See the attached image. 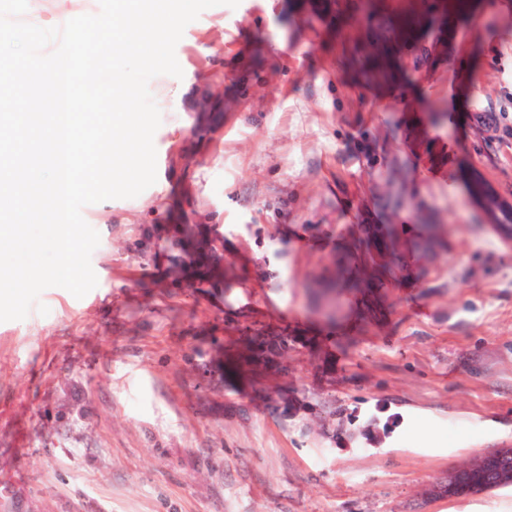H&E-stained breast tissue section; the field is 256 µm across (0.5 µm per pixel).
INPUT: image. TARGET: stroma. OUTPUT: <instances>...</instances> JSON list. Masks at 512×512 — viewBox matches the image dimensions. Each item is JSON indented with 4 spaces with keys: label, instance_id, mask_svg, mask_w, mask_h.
<instances>
[{
    "label": "stroma",
    "instance_id": "stroma-1",
    "mask_svg": "<svg viewBox=\"0 0 512 512\" xmlns=\"http://www.w3.org/2000/svg\"><path fill=\"white\" fill-rule=\"evenodd\" d=\"M28 3L46 27L100 10ZM378 23L240 0L187 25L182 78L149 83L156 183L82 210L96 287L0 322V512H512V486L437 490L512 448V241L466 179L512 203V0L433 30L427 65L389 85L355 64ZM217 73L224 117L199 144ZM178 224L214 239L222 278L176 280ZM365 224L444 227L369 324L359 296L320 295ZM250 328L299 338L287 373L235 369ZM192 112H197L193 117L194 123L210 122L208 119L210 112H224V82L208 83Z\"/></svg>",
    "mask_w": 512,
    "mask_h": 512
}]
</instances>
